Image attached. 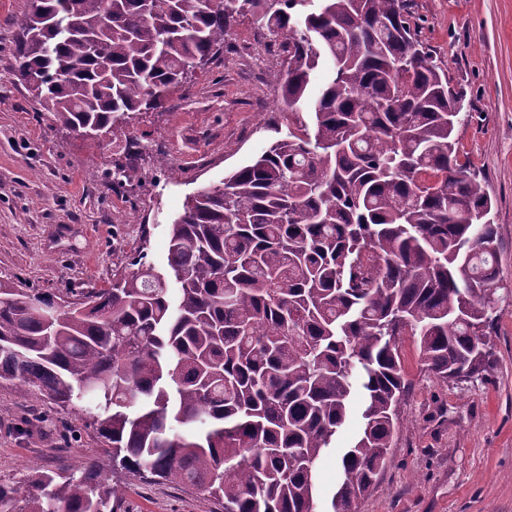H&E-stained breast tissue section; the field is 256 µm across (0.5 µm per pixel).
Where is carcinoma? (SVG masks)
Wrapping results in <instances>:
<instances>
[{
  "label": "carcinoma",
  "instance_id": "obj_1",
  "mask_svg": "<svg viewBox=\"0 0 512 512\" xmlns=\"http://www.w3.org/2000/svg\"><path fill=\"white\" fill-rule=\"evenodd\" d=\"M223 2L29 4L15 61L40 82L26 90L81 137L165 108L246 12L279 40L283 105L312 111L187 201L170 227L174 285L142 250L88 303L0 281V383L78 415L112 467L224 512H316L317 460L360 388L331 498L355 512L401 425L399 337L445 381L486 363L491 199L460 160L458 99L408 0ZM131 147L111 168L129 183ZM122 495L91 459L0 482V512H117Z\"/></svg>",
  "mask_w": 512,
  "mask_h": 512
}]
</instances>
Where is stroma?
<instances>
[{
  "instance_id": "stroma-1",
  "label": "stroma",
  "mask_w": 512,
  "mask_h": 512,
  "mask_svg": "<svg viewBox=\"0 0 512 512\" xmlns=\"http://www.w3.org/2000/svg\"><path fill=\"white\" fill-rule=\"evenodd\" d=\"M27 9L28 0H0V280L54 294L106 288L140 250L166 272L170 226L187 198L287 134L294 116L270 79L280 54H253L247 43L258 30L243 14L187 93L136 113L116 136L86 139L43 111L13 74ZM409 22L461 101L460 158L490 195L498 226V302L490 360L474 377H434L415 338L402 337L409 389L393 462L357 512H512V0H409ZM130 137L143 145L139 179L121 184L107 171ZM359 429L351 417L320 457L317 512H328ZM92 458L110 465L82 421L0 385L1 482L34 468L76 472ZM113 479L126 486L119 512H221L185 487L120 472Z\"/></svg>"
}]
</instances>
